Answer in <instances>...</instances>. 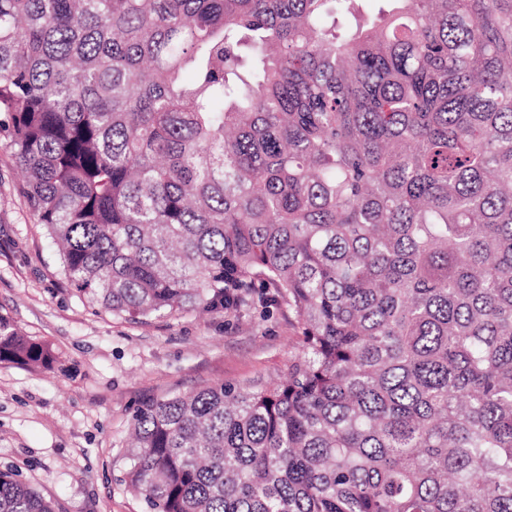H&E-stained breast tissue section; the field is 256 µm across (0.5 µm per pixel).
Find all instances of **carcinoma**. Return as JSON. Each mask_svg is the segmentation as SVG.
<instances>
[{"instance_id": "cac0c4a2", "label": "carcinoma", "mask_w": 512, "mask_h": 512, "mask_svg": "<svg viewBox=\"0 0 512 512\" xmlns=\"http://www.w3.org/2000/svg\"><path fill=\"white\" fill-rule=\"evenodd\" d=\"M0 0V132L66 281L255 290L287 376L150 400L147 512H512V0ZM0 363L53 369L0 315ZM0 512H53L10 468Z\"/></svg>"}]
</instances>
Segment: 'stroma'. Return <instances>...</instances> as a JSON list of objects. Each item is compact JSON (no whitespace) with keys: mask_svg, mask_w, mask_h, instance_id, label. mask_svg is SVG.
<instances>
[{"mask_svg":"<svg viewBox=\"0 0 512 512\" xmlns=\"http://www.w3.org/2000/svg\"><path fill=\"white\" fill-rule=\"evenodd\" d=\"M21 183L0 136V314L48 344L61 366L0 363V469L16 471L55 512H145L121 480L135 410L221 382L283 378L298 319L258 294L230 310L114 316L63 279Z\"/></svg>","mask_w":512,"mask_h":512,"instance_id":"obj_1","label":"stroma"}]
</instances>
